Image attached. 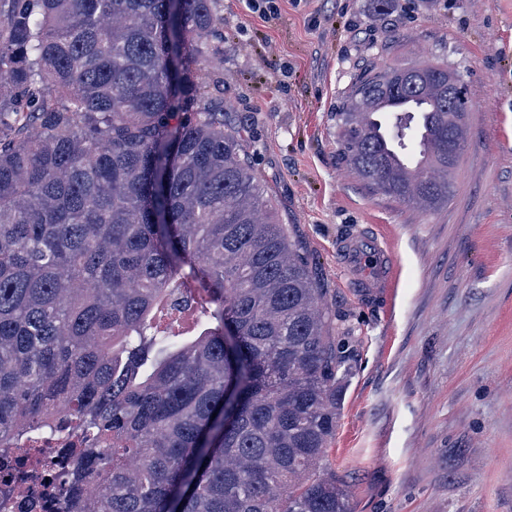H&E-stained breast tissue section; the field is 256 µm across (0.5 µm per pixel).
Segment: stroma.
<instances>
[{
    "mask_svg": "<svg viewBox=\"0 0 512 512\" xmlns=\"http://www.w3.org/2000/svg\"><path fill=\"white\" fill-rule=\"evenodd\" d=\"M224 119L308 258L348 346L322 462L351 512H512V0H221ZM448 65L468 137L446 205L373 195L336 112L380 63ZM377 238L390 284L339 250Z\"/></svg>",
    "mask_w": 512,
    "mask_h": 512,
    "instance_id": "stroma-1",
    "label": "stroma"
}]
</instances>
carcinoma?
Here are the masks:
<instances>
[{"label": "carcinoma", "instance_id": "1", "mask_svg": "<svg viewBox=\"0 0 512 512\" xmlns=\"http://www.w3.org/2000/svg\"><path fill=\"white\" fill-rule=\"evenodd\" d=\"M223 24L216 0H0V500L46 494L24 457L65 432V512H351L316 474L344 346L224 129ZM447 78L353 83L336 137L373 194L448 202ZM188 277L207 299L177 341Z\"/></svg>", "mask_w": 512, "mask_h": 512}]
</instances>
